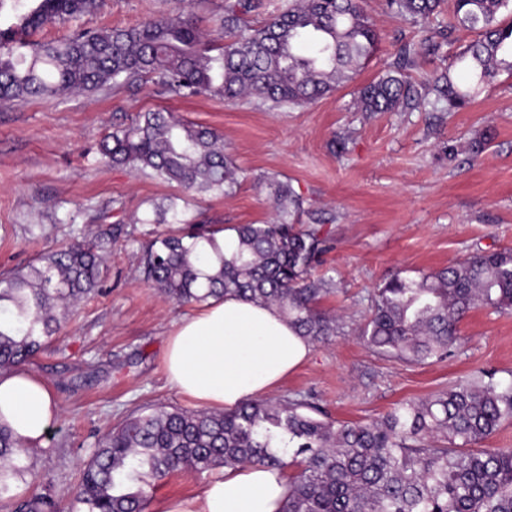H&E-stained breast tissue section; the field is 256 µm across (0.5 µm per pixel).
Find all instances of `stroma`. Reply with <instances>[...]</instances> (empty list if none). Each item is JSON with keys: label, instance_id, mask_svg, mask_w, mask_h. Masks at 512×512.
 Returning <instances> with one entry per match:
<instances>
[{"label": "stroma", "instance_id": "1", "mask_svg": "<svg viewBox=\"0 0 512 512\" xmlns=\"http://www.w3.org/2000/svg\"><path fill=\"white\" fill-rule=\"evenodd\" d=\"M361 5L381 34L377 52L352 81L304 106L184 99L152 82L0 99V274L101 223L122 224L127 234L103 266L104 294L83 301L25 365L62 406L43 448L26 459L29 494L50 493L60 512H74L81 471L102 434L143 407H196L169 386L163 364L168 336L194 308L150 287L140 249L149 231L143 217L183 191L150 172L105 164L97 150L105 133L143 112L163 110L215 130L237 168L231 194L186 197L182 219L225 228L268 221L265 180L276 177L303 201L296 223L322 225L332 239L312 278L331 282L319 306L341 316L342 331L312 345L276 397L367 422L478 369L512 380V313L471 310L452 355L430 364L377 355L358 338L377 288L395 271L416 277L479 250L512 247V73L500 72L455 112L359 111L358 88L384 74L400 43L422 38L386 0ZM179 11L207 32L224 0H102L94 13L46 27L37 39L128 28ZM482 136L484 151L471 157L470 142ZM31 224L43 225L41 238L30 239ZM214 477L180 470L159 481L152 498L192 497Z\"/></svg>", "mask_w": 512, "mask_h": 512}]
</instances>
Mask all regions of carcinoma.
<instances>
[{
  "label": "carcinoma",
  "mask_w": 512,
  "mask_h": 512,
  "mask_svg": "<svg viewBox=\"0 0 512 512\" xmlns=\"http://www.w3.org/2000/svg\"><path fill=\"white\" fill-rule=\"evenodd\" d=\"M442 0H388L398 17L424 33L421 44L461 29L477 33L456 56L458 75L435 70L412 80L416 45L401 44L389 69L358 91L361 112H402L433 94L450 112L470 104L502 70L512 72V0H453L445 30L433 27ZM99 0H38L0 27V99L52 97L112 82L156 81L182 98L243 97L276 105L308 104L354 79L381 36L360 0H288L259 28L242 24L254 0H226L219 29L207 40L181 14L139 26L77 30L63 41L34 43L47 26L92 13ZM114 166L150 169L191 193L230 194L237 181L221 137L170 112H146L100 144ZM275 213L264 224H239L219 245L222 229L179 219L175 199L155 218L180 228L144 246V275L180 304L234 295L274 306L297 335L325 342L336 317L319 310L325 281L311 270L329 249L319 224H291L301 201L288 183L272 180ZM123 232L100 224L86 238L53 246L0 279V369L39 353L60 328L56 308L98 291L104 256ZM512 312V248L477 251L419 278L399 274L377 289L360 336L375 353L416 363L450 355L458 325L476 306ZM512 421V381L476 371L421 401H406L364 424L326 417L310 402L253 398L231 412L145 407L96 442L75 495L76 512H147L146 487L185 467L215 470L261 464L295 468L280 512H512V448L466 451ZM294 449L287 461L274 441ZM26 451L0 424V490L24 476ZM13 512H59L49 494L14 504Z\"/></svg>",
  "instance_id": "1"
}]
</instances>
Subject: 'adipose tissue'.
Here are the masks:
<instances>
[{
  "label": "adipose tissue",
  "instance_id": "ef3b65f1",
  "mask_svg": "<svg viewBox=\"0 0 512 512\" xmlns=\"http://www.w3.org/2000/svg\"><path fill=\"white\" fill-rule=\"evenodd\" d=\"M310 349L276 308L228 295L180 321L167 339L164 363L178 393L210 409L230 410L272 393ZM59 415L42 378L0 370V422L24 449L41 446ZM289 482L284 469L225 467L192 498L161 500L154 512H281Z\"/></svg>",
  "mask_w": 512,
  "mask_h": 512
}]
</instances>
